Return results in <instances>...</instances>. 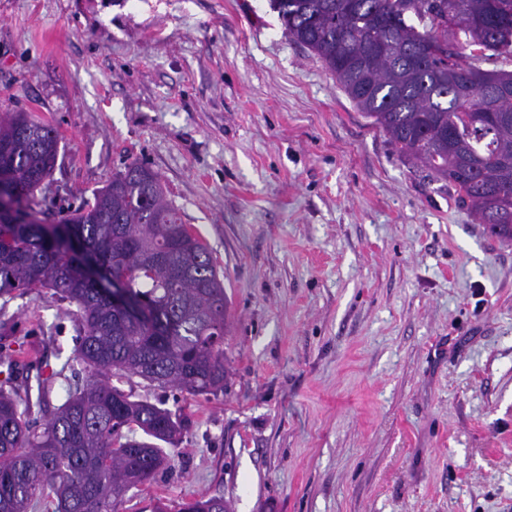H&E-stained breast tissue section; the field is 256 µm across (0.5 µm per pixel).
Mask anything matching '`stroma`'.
<instances>
[{"label":"stroma","mask_w":512,"mask_h":512,"mask_svg":"<svg viewBox=\"0 0 512 512\" xmlns=\"http://www.w3.org/2000/svg\"><path fill=\"white\" fill-rule=\"evenodd\" d=\"M59 137L45 223L125 164L159 177L229 300V387L183 400L171 467L115 512H512V244L405 163L268 0H0V118ZM0 320V372L68 384L76 308ZM224 502L226 509L224 510ZM177 512H231L228 501L224 500L223 495L202 496L200 498L181 502L178 505Z\"/></svg>","instance_id":"35a3bbf8"}]
</instances>
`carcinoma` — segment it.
<instances>
[{
    "instance_id": "cac0c4a2",
    "label": "carcinoma",
    "mask_w": 512,
    "mask_h": 512,
    "mask_svg": "<svg viewBox=\"0 0 512 512\" xmlns=\"http://www.w3.org/2000/svg\"><path fill=\"white\" fill-rule=\"evenodd\" d=\"M285 34L314 54L405 162L454 191L477 224L512 243V0H271ZM464 35L470 54L433 44ZM0 183L17 192L21 218L0 219V310L48 288L76 306L75 359L91 371L66 391L42 429L13 377L0 382V512H114L131 489L169 463L187 419L136 399L111 378H139L192 397L224 393L227 297L207 246L182 223L160 179L132 162L57 224L37 218L34 193L58 156L56 131L28 112L0 120ZM75 237L98 265L126 279L141 305L128 317L84 277ZM142 436H137V432ZM177 512H231L224 496L184 501Z\"/></svg>"
}]
</instances>
